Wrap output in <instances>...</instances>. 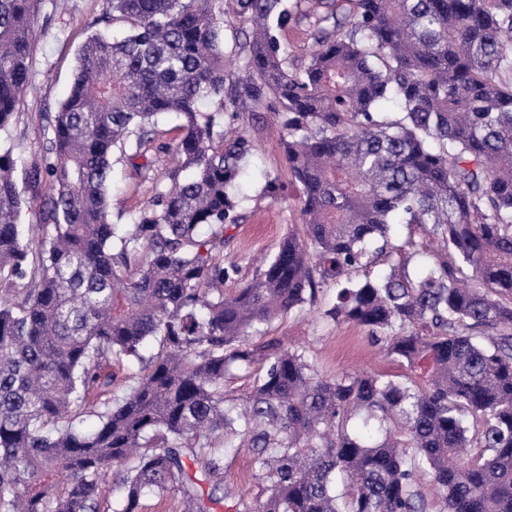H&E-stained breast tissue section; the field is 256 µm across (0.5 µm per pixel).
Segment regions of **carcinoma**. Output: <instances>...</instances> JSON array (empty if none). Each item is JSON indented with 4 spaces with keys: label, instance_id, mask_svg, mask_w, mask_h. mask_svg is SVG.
Segmentation results:
<instances>
[{
    "label": "carcinoma",
    "instance_id": "obj_1",
    "mask_svg": "<svg viewBox=\"0 0 512 512\" xmlns=\"http://www.w3.org/2000/svg\"><path fill=\"white\" fill-rule=\"evenodd\" d=\"M105 5L123 37L81 46L47 161L23 169L49 188L38 224L22 223L18 157L0 144V512H100L111 469L112 512L148 494L212 512L221 489L235 512H430L424 477L438 512H512V0ZM32 7L0 0V131L29 82ZM263 112L283 129L303 234L226 295L240 268L224 230L242 220L254 143L224 115ZM173 116L178 141L156 142ZM153 149L179 164L120 224L112 158L147 178L135 160ZM398 224L422 240L397 244ZM404 250L423 258L417 277L367 272ZM332 288L325 316L405 373L324 377L286 337L253 343ZM114 362L130 369L118 390ZM251 371L250 390L224 393ZM235 448L250 499L223 485Z\"/></svg>",
    "mask_w": 512,
    "mask_h": 512
}]
</instances>
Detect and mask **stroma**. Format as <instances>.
<instances>
[{
  "mask_svg": "<svg viewBox=\"0 0 512 512\" xmlns=\"http://www.w3.org/2000/svg\"><path fill=\"white\" fill-rule=\"evenodd\" d=\"M104 0H35L31 25V77L16 107V114L0 138L13 144L25 164L41 163L49 119L66 99L77 51L94 31L105 29ZM255 143L246 162L247 199L240 224L230 226L224 247L225 263L240 267L241 278L252 275L255 267L274 251L288 232L301 231L294 211L298 190L291 182L288 164L280 148L283 135L273 118L254 123L248 116L235 122ZM154 176L144 179L130 165L116 162L113 169L109 204L112 213L130 221L153 199L156 188L165 184L166 175L177 163L170 153L152 156ZM279 179V198L271 200L262 190L267 176ZM324 302L306 307L302 314L273 322L266 337L284 336L305 347L320 374L333 376L344 371L374 370L400 373L398 364L379 355L368 333L361 327L335 325L323 316Z\"/></svg>",
  "mask_w": 512,
  "mask_h": 512,
  "instance_id": "obj_1",
  "label": "stroma"
}]
</instances>
